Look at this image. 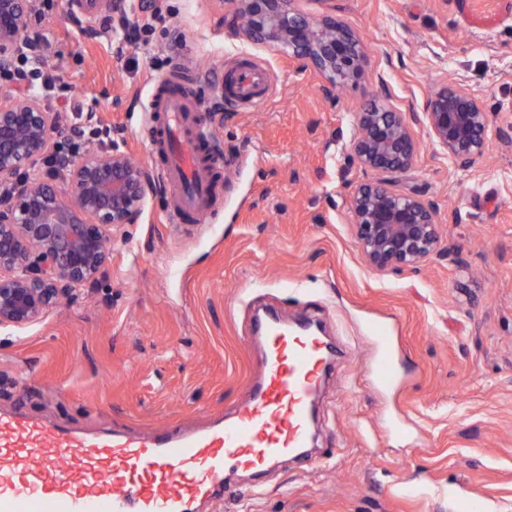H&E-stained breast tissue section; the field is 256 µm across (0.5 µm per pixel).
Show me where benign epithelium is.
<instances>
[{
  "label": "benign epithelium",
  "instance_id": "benign-epithelium-1",
  "mask_svg": "<svg viewBox=\"0 0 512 512\" xmlns=\"http://www.w3.org/2000/svg\"><path fill=\"white\" fill-rule=\"evenodd\" d=\"M295 0H232L224 24L241 37L303 61L332 92L364 75L361 38L334 17L311 19ZM41 23L36 0H0V67L9 65ZM430 139L458 167H470L487 148V118L465 87H443L428 100ZM63 125L38 95L0 97V327L25 328L63 297L91 287L108 266L116 232L137 222L152 185L145 167L118 146L99 148L56 173L31 170L52 156L51 134ZM351 157L379 175L352 191V231L377 272L415 267L440 247L436 212L416 195L400 194L391 177L408 170L420 146L403 113L372 104L355 113Z\"/></svg>",
  "mask_w": 512,
  "mask_h": 512
}]
</instances>
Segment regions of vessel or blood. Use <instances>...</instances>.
<instances>
[{
  "label": "vessel or blood",
  "mask_w": 512,
  "mask_h": 512,
  "mask_svg": "<svg viewBox=\"0 0 512 512\" xmlns=\"http://www.w3.org/2000/svg\"><path fill=\"white\" fill-rule=\"evenodd\" d=\"M225 99L261 107V68L240 64ZM201 107L180 91H152L146 116L153 155L174 190L172 222L207 211L221 167L203 157L210 131ZM263 341V378L233 416L206 429L84 434L0 413V512H193L224 485L228 469L262 473L301 455L310 404L325 375L323 339L274 320L255 321ZM381 386L398 378L384 327H376Z\"/></svg>",
  "instance_id": "obj_1"
}]
</instances>
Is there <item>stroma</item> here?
<instances>
[{"mask_svg":"<svg viewBox=\"0 0 512 512\" xmlns=\"http://www.w3.org/2000/svg\"><path fill=\"white\" fill-rule=\"evenodd\" d=\"M343 20L366 46L365 76L326 92L321 76L224 26L229 0H137L113 25L152 19L146 53L67 5L38 28L69 105L142 165L154 80L191 60V95L214 116L224 180L197 221L173 224L155 183L96 284L38 322L0 328V412L86 432L196 431L231 413L261 374L252 310L319 323L336 353L318 394L308 469L228 475L198 512H512V0H298ZM266 67L257 109L222 103L223 67ZM463 85L489 144L456 167L423 123L428 99ZM404 112L421 148L391 187L430 202L444 244L415 268L378 273L351 232L348 200L375 172L349 159L354 115ZM390 327L399 380L372 376L371 327Z\"/></svg>","mask_w":512,"mask_h":512,"instance_id":"35a3bbf8","label":"stroma"}]
</instances>
